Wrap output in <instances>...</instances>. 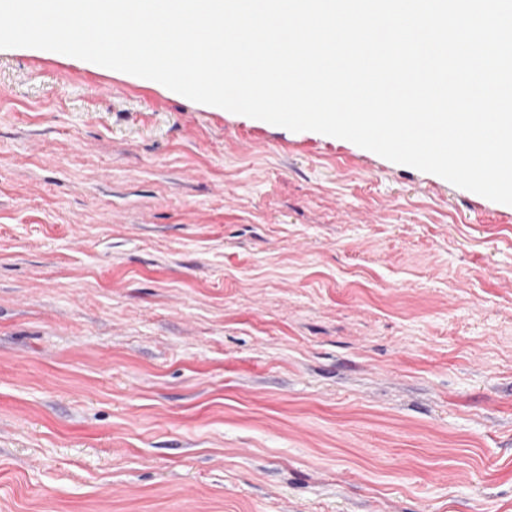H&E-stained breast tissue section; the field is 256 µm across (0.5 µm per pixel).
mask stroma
<instances>
[{"instance_id":"obj_1","label":"stroma","mask_w":512,"mask_h":512,"mask_svg":"<svg viewBox=\"0 0 512 512\" xmlns=\"http://www.w3.org/2000/svg\"><path fill=\"white\" fill-rule=\"evenodd\" d=\"M0 512H512V205L0 49Z\"/></svg>"}]
</instances>
